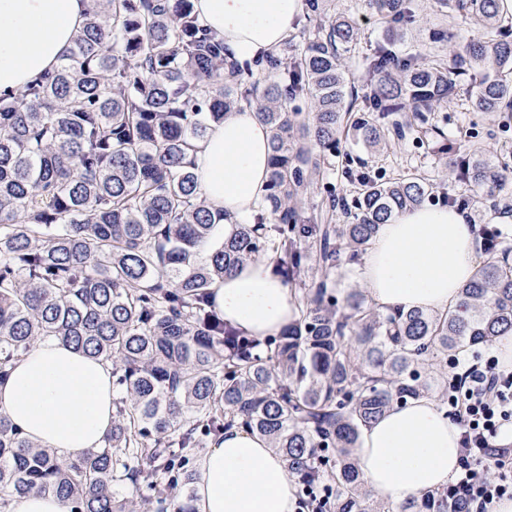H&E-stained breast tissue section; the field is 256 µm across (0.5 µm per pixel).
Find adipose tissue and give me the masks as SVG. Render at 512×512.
Segmentation results:
<instances>
[{"mask_svg": "<svg viewBox=\"0 0 512 512\" xmlns=\"http://www.w3.org/2000/svg\"><path fill=\"white\" fill-rule=\"evenodd\" d=\"M199 23L238 61L276 52L303 0H194ZM89 0H0V92H20L53 70L86 21ZM271 131L253 109L210 127L194 155L200 188L226 212L223 234L252 221L268 186ZM481 242L466 211L423 205L380 225L356 278L378 309L443 312L476 271ZM212 305L225 322L261 339L297 314L293 289L273 260L239 266L217 282ZM118 398L112 366L55 340H41L0 380V410L27 438L76 458L101 447ZM460 432L431 396L393 407L361 430L356 459L378 498L401 502L446 487L460 469ZM195 512H295V480L266 440L225 429L198 462Z\"/></svg>", "mask_w": 512, "mask_h": 512, "instance_id": "ef3b65f1", "label": "adipose tissue"}]
</instances>
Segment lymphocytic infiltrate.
<instances>
[{
    "label": "lymphocytic infiltrate",
    "mask_w": 512,
    "mask_h": 512,
    "mask_svg": "<svg viewBox=\"0 0 512 512\" xmlns=\"http://www.w3.org/2000/svg\"><path fill=\"white\" fill-rule=\"evenodd\" d=\"M456 383L448 414L461 430V470L448 487L454 512H495L512 498V448L498 438L512 428V373L494 353L450 364Z\"/></svg>",
    "instance_id": "lymphocytic-infiltrate-1"
}]
</instances>
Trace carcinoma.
<instances>
[{
    "label": "carcinoma",
    "instance_id": "carcinoma-1",
    "mask_svg": "<svg viewBox=\"0 0 512 512\" xmlns=\"http://www.w3.org/2000/svg\"><path fill=\"white\" fill-rule=\"evenodd\" d=\"M302 47L254 65L230 59L198 23L194 0H90L59 67L0 94V377L39 339L112 364L116 401L101 448L64 462L0 411V512L32 490L65 512H141L124 492L145 481L156 507L194 512L190 452L240 425L283 457L301 491L325 486L322 512H448V491L392 509L373 500L354 455L360 429L422 394L448 403V359L512 333V246L482 238L486 259L446 313H385L349 288L355 261L397 214L433 198L416 169L382 181L349 168L352 199L312 190L341 138L367 151L413 138L444 148L432 113L470 82V109L512 112V17L498 0H435L464 27L433 32L451 63L393 42L369 58L357 90L341 62L360 31L305 0ZM394 33L413 0H365ZM272 132L266 204L206 260L197 249L224 223L202 196L193 153L213 123L242 107ZM494 149H448L458 182L493 199L505 175ZM343 219L338 224L336 220ZM271 255L294 286L297 317L259 340L224 322L211 288ZM147 458L150 471L134 466Z\"/></svg>",
    "mask_w": 512,
    "mask_h": 512
}]
</instances>
